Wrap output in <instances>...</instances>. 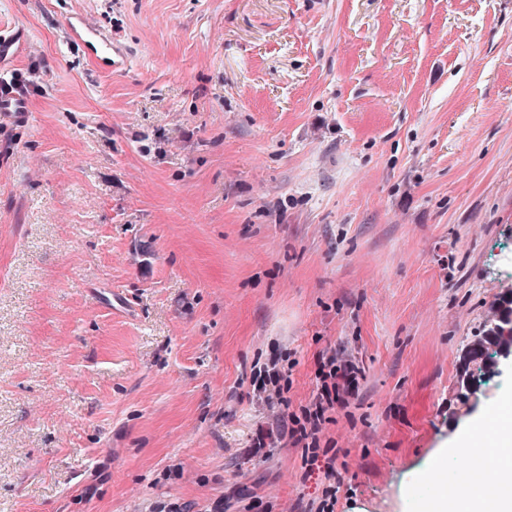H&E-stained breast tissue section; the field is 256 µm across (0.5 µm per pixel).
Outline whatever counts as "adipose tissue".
Wrapping results in <instances>:
<instances>
[{"mask_svg":"<svg viewBox=\"0 0 512 512\" xmlns=\"http://www.w3.org/2000/svg\"><path fill=\"white\" fill-rule=\"evenodd\" d=\"M426 512H512V462L501 461L493 485H472L444 493Z\"/></svg>","mask_w":512,"mask_h":512,"instance_id":"adipose-tissue-1","label":"adipose tissue"}]
</instances>
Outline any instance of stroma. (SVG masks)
<instances>
[{"instance_id": "35a3bbf8", "label": "stroma", "mask_w": 512, "mask_h": 512, "mask_svg": "<svg viewBox=\"0 0 512 512\" xmlns=\"http://www.w3.org/2000/svg\"><path fill=\"white\" fill-rule=\"evenodd\" d=\"M83 15L133 56L97 71ZM32 36L0 116V512H310L327 481L250 386L323 356L357 396L335 512H417L480 431L471 336L512 292V0H0ZM0 115H8L15 121L22 122L29 112L28 101L19 90H5L0 87Z\"/></svg>"}]
</instances>
